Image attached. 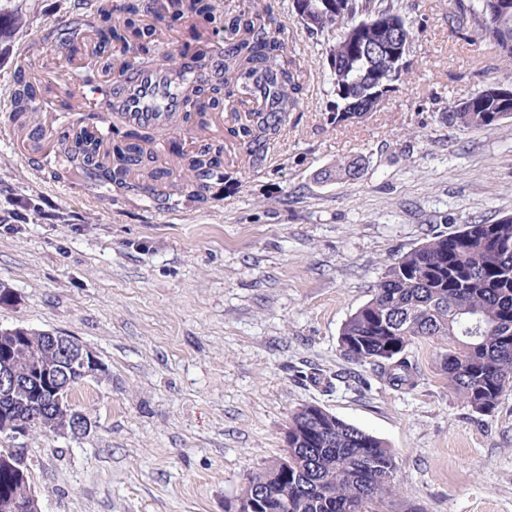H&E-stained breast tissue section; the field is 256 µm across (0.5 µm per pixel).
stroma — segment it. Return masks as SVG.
I'll return each instance as SVG.
<instances>
[{
  "mask_svg": "<svg viewBox=\"0 0 512 512\" xmlns=\"http://www.w3.org/2000/svg\"><path fill=\"white\" fill-rule=\"evenodd\" d=\"M267 2L306 92L255 157L223 119L165 139L161 169L197 143L222 146L224 199L203 205L50 179L65 157L19 140L8 112L13 50H28L56 103L102 39L77 29L75 0H0L22 18L0 44V328L71 336L108 369L72 393L88 436L0 433V451L23 453L41 512H227L247 473L280 456L289 412L313 404L387 442L401 504L512 512V390L481 416L450 386L440 342L406 349L410 390L339 342L393 259L512 213V122L459 131L437 107L512 83V62L453 28L451 0H402L412 68L377 112L339 126L327 38L302 29L292 0ZM357 157L358 179L318 182Z\"/></svg>",
  "mask_w": 512,
  "mask_h": 512,
  "instance_id": "35a3bbf8",
  "label": "stroma"
}]
</instances>
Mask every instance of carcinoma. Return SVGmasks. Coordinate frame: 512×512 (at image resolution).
<instances>
[{"instance_id": "obj_1", "label": "carcinoma", "mask_w": 512, "mask_h": 512, "mask_svg": "<svg viewBox=\"0 0 512 512\" xmlns=\"http://www.w3.org/2000/svg\"><path fill=\"white\" fill-rule=\"evenodd\" d=\"M303 13L314 19L311 36L333 34L328 64L336 102L337 124L343 112L369 106L371 86L389 94L407 73L389 71L384 47L415 41L402 15L399 0H299ZM83 24L95 29L122 52L93 53L84 67L124 73L150 62L149 29L140 18L164 14L174 21L193 18L223 32L224 43L199 62L220 57L225 91L240 88L259 102L253 119L228 133L243 144L269 135V116L287 117L305 93L302 66L294 46L269 5L237 10L221 0H82ZM452 19L457 29L486 42L512 61V8L504 13L483 12V0H454ZM32 63L14 57L10 87L12 122L23 131L37 123V92L28 79ZM442 115L459 130L488 129L512 119V87L491 83L461 102H447ZM85 117L70 121L58 135L59 153L68 165L50 172L54 180L91 174L100 182L137 192L145 182L157 195L186 194L201 204L219 202L211 175L222 166L221 156L200 150L179 154L173 168L160 171L136 143L115 140L105 163L87 147ZM361 163L351 160L319 173V179H354ZM444 341L441 367L448 381L472 412L485 415L512 388V215L492 223L468 224L440 234L394 259L374 295L344 323L340 347L357 364L383 368L389 383L399 389L415 386L416 368L405 356L415 341ZM31 343H10L0 349L23 375ZM53 396L20 386L0 402V411L26 421L29 431H48L35 416ZM288 446L284 455L247 474L227 512H396L393 483L395 455L381 439L341 419L330 422L316 405H303L288 417ZM28 480L0 469V512H40L28 496Z\"/></svg>"}]
</instances>
